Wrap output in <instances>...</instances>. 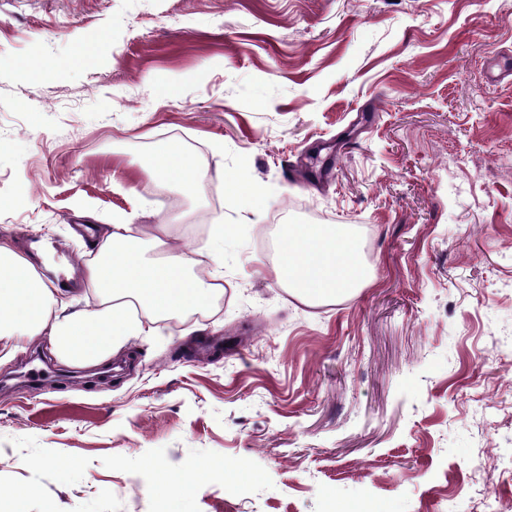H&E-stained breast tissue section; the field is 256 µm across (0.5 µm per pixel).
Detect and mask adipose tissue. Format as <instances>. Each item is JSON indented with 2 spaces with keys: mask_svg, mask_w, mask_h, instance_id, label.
Wrapping results in <instances>:
<instances>
[{
  "mask_svg": "<svg viewBox=\"0 0 512 512\" xmlns=\"http://www.w3.org/2000/svg\"><path fill=\"white\" fill-rule=\"evenodd\" d=\"M146 172L168 186L198 190L204 172L191 166L180 144L151 158ZM125 224L112 225L95 258L85 263V279L97 296L95 310L69 313V297L50 288L33 261L13 241L0 238V341L46 337L51 350L72 365H94L131 338L145 321L160 322L207 310L224 288V277H192L194 250L170 245V227L154 225L147 241L159 250L144 258L130 242ZM275 273L314 301H330L358 288L364 264L356 236L343 224H288L277 242Z\"/></svg>",
  "mask_w": 512,
  "mask_h": 512,
  "instance_id": "adipose-tissue-1",
  "label": "adipose tissue"
}]
</instances>
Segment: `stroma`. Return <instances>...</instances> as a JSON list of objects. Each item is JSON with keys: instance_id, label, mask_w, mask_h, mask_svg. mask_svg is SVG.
I'll return each instance as SVG.
<instances>
[{"instance_id": "obj_1", "label": "stroma", "mask_w": 512, "mask_h": 512, "mask_svg": "<svg viewBox=\"0 0 512 512\" xmlns=\"http://www.w3.org/2000/svg\"><path fill=\"white\" fill-rule=\"evenodd\" d=\"M174 140L223 180L157 200ZM279 216L352 225L369 283H280ZM162 221L224 292L106 379L0 361L22 512H160L166 473L188 512H512V0H0V236L78 265L76 224Z\"/></svg>"}]
</instances>
